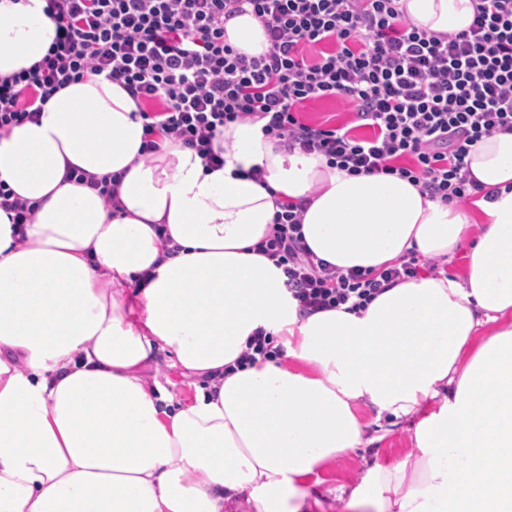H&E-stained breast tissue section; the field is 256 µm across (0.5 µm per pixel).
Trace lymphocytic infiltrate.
I'll return each mask as SVG.
<instances>
[{"instance_id":"1","label":"lymphocytic infiltrate","mask_w":512,"mask_h":512,"mask_svg":"<svg viewBox=\"0 0 512 512\" xmlns=\"http://www.w3.org/2000/svg\"><path fill=\"white\" fill-rule=\"evenodd\" d=\"M46 2L56 39L30 68L0 77V130L38 121L55 92L104 74L139 105L146 152L165 137L214 168L225 125L259 121L286 151L320 153L352 175H395L458 204L477 189L471 145L512 132V0H474L469 28L448 34L400 21L394 0ZM245 4L265 22L269 50L258 57L224 41L225 18ZM323 99L351 105L366 136L305 123V103ZM305 210L283 203L255 246L282 269L301 312L360 309L439 267L413 255L375 274L338 269L305 244Z\"/></svg>"}]
</instances>
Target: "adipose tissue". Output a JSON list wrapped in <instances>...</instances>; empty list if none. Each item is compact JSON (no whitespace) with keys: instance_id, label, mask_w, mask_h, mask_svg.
Listing matches in <instances>:
<instances>
[{"instance_id":"obj_1","label":"adipose tissue","mask_w":512,"mask_h":512,"mask_svg":"<svg viewBox=\"0 0 512 512\" xmlns=\"http://www.w3.org/2000/svg\"><path fill=\"white\" fill-rule=\"evenodd\" d=\"M397 5L433 33L474 15L472 0ZM46 6L0 0V77L47 53ZM224 41L269 47L249 8ZM136 110L88 74L0 131V181L37 206L20 229L0 210V512H512V133L472 146L483 190L461 207L287 152L257 122L225 126L217 169L169 139L148 155ZM69 165L122 173L121 214L65 181ZM287 199L306 201L305 241L339 269L462 248L466 267L300 313L253 250ZM259 329L283 356L240 364ZM162 353L201 378L192 399L147 375ZM362 409L411 422L414 459L318 493L327 463L371 444Z\"/></svg>"}]
</instances>
